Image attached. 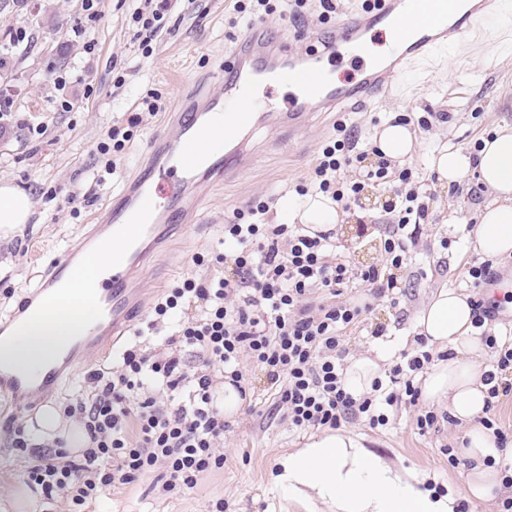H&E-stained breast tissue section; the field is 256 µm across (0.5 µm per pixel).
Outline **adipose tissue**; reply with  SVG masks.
I'll list each match as a JSON object with an SVG mask.
<instances>
[{
    "instance_id": "1",
    "label": "adipose tissue",
    "mask_w": 512,
    "mask_h": 512,
    "mask_svg": "<svg viewBox=\"0 0 512 512\" xmlns=\"http://www.w3.org/2000/svg\"><path fill=\"white\" fill-rule=\"evenodd\" d=\"M441 183H458L476 176L493 199L486 204L475 230L476 242L489 256L512 255V126L503 125L483 139L476 155L457 148L433 157ZM31 202L26 193L0 185V230L16 232L27 224ZM342 213L337 203L318 195L288 208V220L306 229L334 228ZM472 307L466 295L441 289L417 318L422 337L449 350L448 360L433 365L422 380L425 399L447 404L463 428L461 453L469 463L468 494L492 498L501 488L502 465L512 463V448H497L481 425L487 405L486 347L472 336ZM92 323L90 309L79 293L44 301L35 322L0 341V363L38 375L46 362L75 335ZM273 482L299 497L310 512H454L448 494L420 488L413 473L399 472L383 457L367 449L362 438L346 430L311 436L292 452L281 454Z\"/></svg>"
}]
</instances>
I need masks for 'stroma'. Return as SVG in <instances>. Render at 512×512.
<instances>
[{
	"instance_id": "1",
	"label": "stroma",
	"mask_w": 512,
	"mask_h": 512,
	"mask_svg": "<svg viewBox=\"0 0 512 512\" xmlns=\"http://www.w3.org/2000/svg\"><path fill=\"white\" fill-rule=\"evenodd\" d=\"M136 6V0H100V20L86 25L78 38L72 28L83 19L81 0H38L34 7L0 9V38L21 31L27 37L21 51L0 67V92L9 98L0 109V182L24 191L32 203L22 233L0 235V314L26 296L51 258L81 238L91 213L123 189L148 138L169 121L177 103L194 91L218 88L224 61L245 29L232 0H177L169 19L171 32L153 41L146 57L131 18ZM276 7L267 18L275 36L289 39L298 51L319 44L327 29L319 19V0H309L305 16L298 19L292 14L293 0H278ZM471 40V46L449 47L440 58L407 70L391 96L348 112L314 113L304 138L291 139L268 127L252 131L249 168L205 197L188 245L169 258L165 282H155L151 267L142 269L147 303L178 281L207 274V266L193 258L216 246L237 211L262 200L270 207L268 223H276L280 199L294 195L305 182L320 146L339 127L354 130L369 143L397 115L413 119L416 147L391 168L396 173L412 169L414 180L431 196L429 218L411 258L396 272L397 305L378 302L349 333L345 347L352 358L371 354L383 339L415 350L416 319L425 305L439 289L468 290L466 269L484 261L473 229L492 197L471 177L443 190L430 167L431 155L445 146L475 150L498 125L512 124V23L490 21ZM86 42L93 43L92 53L84 52ZM68 69L75 71V79L59 83V75ZM151 92L161 95L166 105L153 117L144 115L142 105ZM430 112L447 113V122L418 125V118ZM115 128L131 132L130 141L120 153L101 154L100 144ZM388 195L387 186H366L335 229L341 252L355 267L381 259L378 227L390 221L383 209ZM445 238L450 241L446 248L440 245ZM119 351L108 341L92 352L50 398V405L63 410L75 403L88 371L111 365ZM252 381L256 407L233 417L224 440L223 469L204 474L195 488L173 498L150 492L154 477L149 474L87 501L82 512H212L220 499L227 502L228 512H305L273 489L271 476L278 456L302 447L306 435L284 420L264 423L271 404L266 378L256 369ZM427 406L424 400L414 407L399 404L383 430L360 421L348 429L397 466L414 469L429 488H463L464 468L452 467L444 452L457 446L463 429L452 423L437 432L419 433L413 419ZM30 419V414L6 408L0 398V512L42 510L40 494L26 483L32 458L13 448L9 433Z\"/></svg>"
}]
</instances>
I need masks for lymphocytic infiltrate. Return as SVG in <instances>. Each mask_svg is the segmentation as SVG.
I'll return each mask as SVG.
<instances>
[{
	"instance_id": "lymphocytic-infiltrate-1",
	"label": "lymphocytic infiltrate",
	"mask_w": 512,
	"mask_h": 512,
	"mask_svg": "<svg viewBox=\"0 0 512 512\" xmlns=\"http://www.w3.org/2000/svg\"><path fill=\"white\" fill-rule=\"evenodd\" d=\"M174 7V0H143L134 10L142 52L162 35ZM368 156V146L343 131L322 145L309 183L337 203L357 200L366 184H391L386 211L394 220L380 227L381 263L353 268L333 231L311 235L297 224L263 223L265 202L237 212L224 227L220 247L195 259L208 264L212 275L183 279L156 300L147 328L163 334L170 327L165 352L139 343L117 365L91 371L87 397L67 409L80 420L85 450L77 459L60 446L32 451L28 485L47 501L66 493L76 506L153 472L161 496L193 489L204 473L225 462L219 446L231 424L214 379L224 378L243 397L252 388V367L264 373L275 408L295 430L353 421L376 429L388 425L394 404L416 406L417 376L434 360H446L447 352L423 344L403 353L388 381H374L367 396H354L346 384L344 337L362 323L374 300L394 294L393 272L416 247L430 203L412 187L411 170L394 177L387 161L370 166ZM355 163L359 179L341 180V170ZM357 284L366 287L363 297L348 293ZM186 303L199 305V314L177 316ZM484 341L493 369L485 377L489 413L482 424L503 448L507 436L494 411L501 399L512 397V336L488 335Z\"/></svg>"
}]
</instances>
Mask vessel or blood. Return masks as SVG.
Segmentation results:
<instances>
[{
  "mask_svg": "<svg viewBox=\"0 0 512 512\" xmlns=\"http://www.w3.org/2000/svg\"><path fill=\"white\" fill-rule=\"evenodd\" d=\"M511 6L512 0H377L372 9L337 18L324 49L302 54L275 40L268 24H249L224 65L219 89L180 103L173 120L150 136L149 163L95 214L83 236V251L68 250L52 259L47 278L0 324V335L22 327L46 297L74 289L82 271L85 293L96 308L85 346L96 345L102 336L124 335L142 311L140 268L149 263L165 275L162 251L187 235L206 193L246 166L248 141L240 137L241 129L261 124L291 136L304 133L312 113L342 109L392 87L406 64L434 57L489 13ZM379 33L391 38L385 60L367 61V41ZM345 54L357 65L358 76L335 77L322 63L323 57ZM263 78L294 87L286 109H243ZM88 252L104 257L105 266L85 271ZM78 362L71 347L36 380L0 368V393L10 395L14 408L35 411Z\"/></svg>",
  "mask_w": 512,
  "mask_h": 512,
  "instance_id": "b4317fda",
  "label": "vessel or blood"
}]
</instances>
